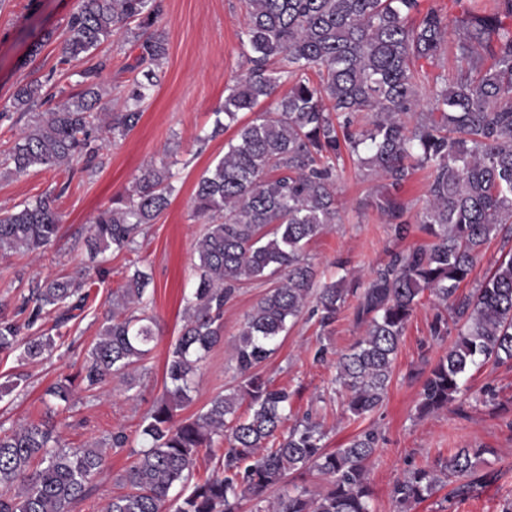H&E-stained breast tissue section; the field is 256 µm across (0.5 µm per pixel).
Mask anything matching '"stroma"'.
<instances>
[{
  "label": "stroma",
  "mask_w": 512,
  "mask_h": 512,
  "mask_svg": "<svg viewBox=\"0 0 512 512\" xmlns=\"http://www.w3.org/2000/svg\"><path fill=\"white\" fill-rule=\"evenodd\" d=\"M78 4L79 0H0V110L9 106L20 82L33 78H50L60 102L78 91L84 62L60 61V42ZM162 7L161 29L168 54L160 83L137 127L101 151L100 168L90 176L65 167L0 175V209L52 194L61 217L56 238L43 251L0 256V303L14 304L32 282L46 277L100 267L109 271L103 283L91 288L85 318L61 329L50 357L25 366L30 375L26 388L0 399L1 426L54 415L56 402L47 395V388L84 365L112 306L113 293L125 285L134 269L150 276L145 299L158 323L157 336L135 371L133 387L115 382L94 393L77 392L69 418L58 426L64 447L95 442L110 451L106 467L72 512H103L112 496L121 493L118 478L140 448L139 425L164 392L168 354L181 329L185 298L197 280L194 244L202 226L192 217L195 185L224 154L227 134L211 133L215 113L248 68L240 40L246 23L241 0H162ZM43 30L52 31L53 39L38 55H31L33 36ZM135 57L119 33L92 56L93 61L106 63L101 74L102 102L109 111L123 106L134 78L129 67ZM162 159L176 174V192L168 208L155 223L145 225L134 251L91 256L83 244L90 221L114 199L126 195L151 162ZM378 183V178L359 176L350 166L337 178L340 221L327 225L307 247L317 281L344 275L366 286L391 253L427 242L415 223L405 238L392 236L383 217L367 202ZM267 289L264 282L243 284L225 304L224 340L200 363L195 388L179 417L205 411L213 396L233 386L232 355L238 333L245 315ZM437 312L430 300H422L405 328L382 405L362 419L348 418L343 397L333 384L338 355L362 333L351 307H344L326 332L317 317L303 311L257 369L262 378L287 387L293 417L309 413L323 423V444L328 450L346 447L362 430L377 431L378 451L369 464L372 512H394L392 489L407 470L431 464L438 455L479 445L497 452L481 467L487 475L485 483L463 499L441 489L410 512H501L505 499L512 498V363L471 368L463 377L461 400L425 417L417 415L421 384L448 349L447 341L430 333ZM322 346L327 353L320 361L316 352ZM118 429L126 432L130 445L115 450L111 439Z\"/></svg>",
  "instance_id": "35a3bbf8"
}]
</instances>
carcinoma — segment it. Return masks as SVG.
<instances>
[{"label": "carcinoma", "instance_id": "carcinoma-1", "mask_svg": "<svg viewBox=\"0 0 512 512\" xmlns=\"http://www.w3.org/2000/svg\"><path fill=\"white\" fill-rule=\"evenodd\" d=\"M247 24L241 42L250 68L230 89L211 136L238 122L224 156L198 180L192 217L205 224L195 243L197 287L187 300L180 334L167 362L170 388L153 404L139 431L142 449L119 477L124 492L106 512H371L367 464L377 435L365 430L344 448L328 451L323 425L307 415L288 431L290 394L255 373L275 351L288 323L314 304L321 327L331 325L352 289L345 279L316 286L306 248L328 224L339 221L336 165L349 158L364 175L383 179L371 205L404 237L407 206L401 192L418 170L428 171L417 215L432 239L391 255L374 271L354 311L363 334L336 362L335 383L346 411L359 418L384 401L405 328L423 297L450 312L436 315L431 334L457 339L424 379L418 415L445 409L462 393L473 366L512 361V249L472 292L461 295L485 245L512 242V0H495L491 13L473 2L450 19L421 10V0H242ZM158 0H80L60 43V62L91 56L117 32L139 49L124 110L104 121L99 105L101 63L81 73L86 88L53 103L38 79L17 87L14 111L31 115L0 168L23 174L35 168L82 163L93 172L100 149L124 138L140 122L168 52L159 29ZM461 65L450 79L426 80L417 63L437 61L451 36ZM289 84L276 96L278 87ZM272 107L255 108L267 99ZM176 191L165 160L153 163L128 193L101 211L88 227L87 250L99 255L132 250L142 226L167 209ZM55 199L44 196L0 212V256L38 252L56 237ZM96 276L60 275L38 280L18 313L33 327L55 315V327L76 318ZM149 277L135 270L113 297L99 340L77 375L90 391L131 370L154 341V319L137 315ZM274 281L244 317L232 360L237 386L213 397L193 418L176 410L190 399L199 363L224 338V304L245 281ZM19 326L0 313V353L20 351L22 361L52 354L49 335L19 340ZM73 381L50 386L59 413L71 409ZM248 414H239L242 404ZM57 425L31 420L0 428V512H71L107 462V449L90 444L64 448ZM228 443L219 467L195 479L202 450L213 437ZM492 448H460L397 480V512L456 482L463 496L484 476L478 466ZM315 470L328 480L313 496L305 487L268 499L291 473ZM190 488L171 499L174 485Z\"/></svg>", "mask_w": 512, "mask_h": 512}]
</instances>
